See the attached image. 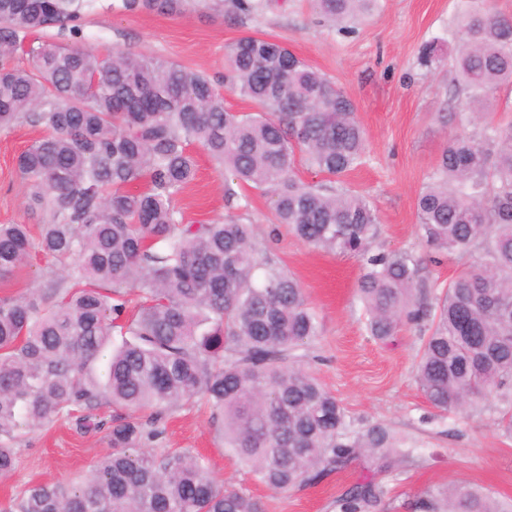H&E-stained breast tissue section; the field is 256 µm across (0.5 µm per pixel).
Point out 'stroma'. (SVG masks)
<instances>
[{
	"label": "stroma",
	"instance_id": "obj_1",
	"mask_svg": "<svg viewBox=\"0 0 512 512\" xmlns=\"http://www.w3.org/2000/svg\"><path fill=\"white\" fill-rule=\"evenodd\" d=\"M119 3L95 0L81 22L84 46L104 54L116 48L152 54L218 79L226 46L258 35L285 43L325 73L353 100L366 132L365 161L345 176L344 184L376 208V246L425 259L426 276L441 284L461 269L462 260L454 257L428 262L416 213L417 195L449 138L463 127L471 133L482 128L478 121L461 125L465 98L455 95L453 87L461 0H379L372 14L347 32L320 21L308 0H267L261 12L249 16L213 10L208 0H189L185 11L176 14L126 12ZM431 42L440 52L428 64L423 49ZM41 134L25 122L0 131V224L40 221L28 209L16 159ZM192 152L197 176L176 201L185 223L210 224L237 212L253 224L260 246L300 281L320 323L318 336L298 350L304 367L336 397L355 426L381 423L415 443L413 458L381 478L388 489L386 512H410L408 504L417 493L452 479L512 499V436L500 431L497 407L480 404L458 413L434 409L415 379L419 331L402 328L387 344L368 336L356 298L359 262L302 244L276 223L266 192L232 184L201 146ZM229 188L235 199L226 198ZM162 426L158 449L199 454L218 482L250 491L261 499L264 512H336V496L371 475L365 463L357 462L314 485L276 492L228 455L222 421L206 407L175 409ZM13 446L18 464L12 475L0 479V506L31 484L89 479L109 450L105 432L80 429L73 418L22 430Z\"/></svg>",
	"mask_w": 512,
	"mask_h": 512
}]
</instances>
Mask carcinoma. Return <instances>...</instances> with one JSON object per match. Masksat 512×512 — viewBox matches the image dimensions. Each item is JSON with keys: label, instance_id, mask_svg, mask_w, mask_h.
<instances>
[{"label": "carcinoma", "instance_id": "carcinoma-1", "mask_svg": "<svg viewBox=\"0 0 512 512\" xmlns=\"http://www.w3.org/2000/svg\"><path fill=\"white\" fill-rule=\"evenodd\" d=\"M377 0H309L334 24ZM463 9L455 92L478 113L512 84V17L490 0ZM177 13L184 0H121ZM94 0H0V130L27 122L43 135L20 155L41 224H0V280L47 262V284L0 297V476L25 426L80 417L103 404L129 411L108 426L112 452L82 485L22 490L0 512H262L247 490L218 483L190 451L143 447L175 408L200 400L223 419L224 447L268 488L317 482L355 461L387 473L413 449L387 427L356 430L295 351L318 335L302 284L229 214L185 224L176 197L191 184L198 143L233 179L270 195L276 222L303 244L355 257L367 332L387 342L404 324L427 333L417 380L444 413L480 402L512 408V121L450 137L416 200L418 234L438 256L468 258L442 286L408 251L374 248L378 216L343 187L365 133L353 101L324 73L267 37L227 48L224 85L257 104L232 112L214 80L155 56L77 44ZM55 28L70 45L43 40ZM26 65L8 63L17 51ZM326 177L309 184L295 153ZM140 303L127 311V291ZM112 349L104 376L100 355ZM385 486L358 483L338 512H373ZM414 512H512L469 483L424 490Z\"/></svg>", "mask_w": 512, "mask_h": 512}]
</instances>
